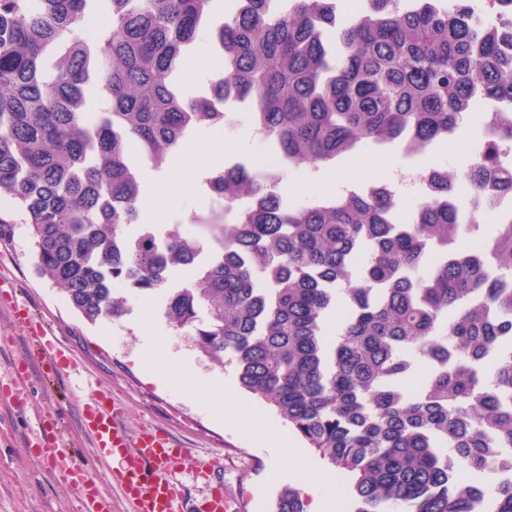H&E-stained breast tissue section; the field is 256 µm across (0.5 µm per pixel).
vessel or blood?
<instances>
[{
	"instance_id": "1",
	"label": "vessel or blood",
	"mask_w": 512,
	"mask_h": 512,
	"mask_svg": "<svg viewBox=\"0 0 512 512\" xmlns=\"http://www.w3.org/2000/svg\"><path fill=\"white\" fill-rule=\"evenodd\" d=\"M32 371L23 359L12 364L13 381L7 391L12 403L21 402L24 382ZM121 411L104 394H97L85 404L81 427L91 438L96 458L115 461L109 472L111 485L119 489L131 512H179L182 489L170 474L182 453L176 450L170 437L158 429L144 428L129 433L120 423ZM27 448H42L57 458V468L69 485L77 487L83 498L84 512H112V499L98 488L96 482L77 461L62 453L59 434L54 428H44L42 435L30 439Z\"/></svg>"
}]
</instances>
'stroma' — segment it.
<instances>
[{
  "label": "stroma",
  "mask_w": 512,
  "mask_h": 512,
  "mask_svg": "<svg viewBox=\"0 0 512 512\" xmlns=\"http://www.w3.org/2000/svg\"><path fill=\"white\" fill-rule=\"evenodd\" d=\"M473 143L474 136L468 131L456 150L433 149L410 157L392 145L385 155L403 169L445 164L460 170L470 160ZM0 273L8 277L13 295L12 301L0 300V385L10 383L13 359L27 358L35 365L22 406L0 400V512H82L80 491L63 481L52 459L27 453L23 446L45 421L58 426L68 453L82 461L101 489L111 494L115 512H129L109 483L107 467L96 461L91 439L79 427L83 398L77 393L75 375L44 360L37 344L25 334L13 307L17 301L26 302L30 315L44 323L49 335L57 337L94 389L107 393L121 408L124 428L134 433L155 427L184 448L185 456L172 478L187 488L189 502L205 501L218 479L224 484L231 512H272L282 487L296 486L292 462L279 458L273 449L250 445L235 430L215 421L187 389L160 387L139 368L140 313L147 306L158 308V297L129 294L126 315L88 324L71 309L63 291L37 274L22 224L0 233ZM155 333L173 356L189 359L192 381H211L220 388L236 385L235 364L230 358L202 356L163 319H156ZM209 464L216 467L212 480L197 474Z\"/></svg>",
  "instance_id": "1"
}]
</instances>
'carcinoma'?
Here are the masks:
<instances>
[{
	"label": "carcinoma",
	"instance_id": "1",
	"mask_svg": "<svg viewBox=\"0 0 512 512\" xmlns=\"http://www.w3.org/2000/svg\"><path fill=\"white\" fill-rule=\"evenodd\" d=\"M342 2L248 0L219 25L215 0H0V196L38 274L86 322L125 315L129 290L162 294L167 324L203 356L229 355L240 387L348 481L351 512H512V223L471 246L481 225L459 220L490 214L489 184L512 194L498 140L461 174L423 170L429 192L407 218L387 183L290 207L280 180L232 167L204 177L216 199L188 220L219 230L207 263L176 227L127 233L142 192L130 144L161 168L197 128L225 129V112L180 90L203 40L212 84L247 96L250 125L289 165L396 141L424 154L481 97L507 106L482 121L512 138V52L482 21L512 0H365L351 19ZM94 83L106 108L92 114ZM274 512L306 504L285 486Z\"/></svg>",
	"mask_w": 512,
	"mask_h": 512
}]
</instances>
